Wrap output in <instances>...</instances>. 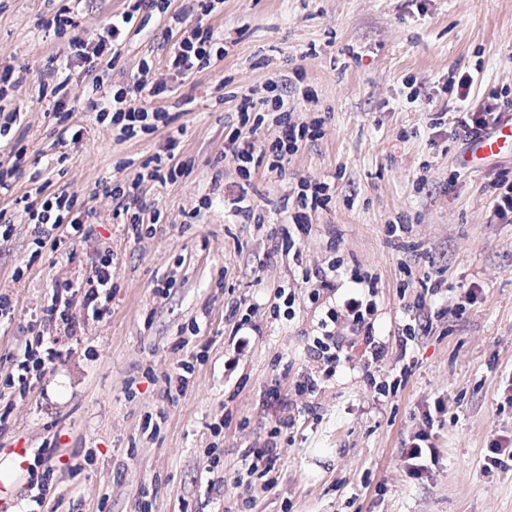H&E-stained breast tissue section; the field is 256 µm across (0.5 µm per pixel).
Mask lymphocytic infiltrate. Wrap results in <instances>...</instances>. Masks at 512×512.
Returning a JSON list of instances; mask_svg holds the SVG:
<instances>
[{"label": "lymphocytic infiltrate", "instance_id": "lymphocytic-infiltrate-1", "mask_svg": "<svg viewBox=\"0 0 512 512\" xmlns=\"http://www.w3.org/2000/svg\"><path fill=\"white\" fill-rule=\"evenodd\" d=\"M198 12L188 17L185 12L172 11L171 0H130L127 10L113 15L105 28V33L96 44L70 45V56L74 64L85 72H93L105 52L120 56L125 44L128 28L136 13L152 10L166 16L169 29L177 38L166 59V69L170 75L183 79L207 68L213 58L215 32L207 26L206 20L215 13L223 0H197ZM150 64H143L141 72L135 75L113 95L102 96L97 104L98 120H110L112 130L118 139H132L143 134H152L169 128L173 118L166 110L148 109L139 106L141 98L175 97L179 107H187L190 97L178 95L176 87L165 82H153L148 78ZM473 75L468 71L452 73L444 86L451 93L454 102L455 127L466 136L476 137L491 132L499 125L512 120V99L505 93H492L479 107L472 108L469 103ZM300 103L288 96L278 81L266 83L263 89L241 94L237 109L241 124L249 125V134L234 133L229 138V149L239 165L243 177H251L257 167L268 171H282L288 157L296 153L304 141L316 138L320 131L321 120L295 122L292 112L297 111ZM275 113L280 128L277 136L259 138L258 130L265 121L266 113ZM184 172L182 163L175 153L155 155L142 161L134 177L125 183L115 185L112 193L119 198L120 205L114 216L131 229H138L142 222L139 214V191L144 183L165 184L176 180ZM296 205L291 215L293 224L305 223L310 211L327 208L332 200L329 183L317 179H303L297 184ZM15 216H7L0 210V227L11 230L14 218H21L30 224L45 225L43 240L51 248H58L64 241H75L88 235L89 229L79 215L74 212L78 204L76 195L65 191H48L46 185H39L35 196L17 198ZM352 288L343 295L340 302L327 314L328 323L346 320L350 327L363 334L372 361H381L384 349L376 341L372 317L375 306L362 294L363 283L368 275L352 272ZM112 294V261L102 258L92 276L85 282L73 285L66 283L53 291L52 303L43 317L47 325L72 326L69 310L74 301H81L84 309L99 314L101 299ZM54 336L37 334L33 344L25 350L22 360L17 364V382L20 390L34 388L48 372L50 365L60 358Z\"/></svg>", "mask_w": 512, "mask_h": 512}]
</instances>
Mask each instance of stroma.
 <instances>
[{
	"instance_id": "35a3bbf8",
	"label": "stroma",
	"mask_w": 512,
	"mask_h": 512,
	"mask_svg": "<svg viewBox=\"0 0 512 512\" xmlns=\"http://www.w3.org/2000/svg\"><path fill=\"white\" fill-rule=\"evenodd\" d=\"M66 0H0V73L26 68L8 102L26 155L14 197L41 171L53 189L77 194L88 238L58 250L37 245L35 225L0 236V295L15 311L0 330V482L10 512H28V472L12 451L56 442L41 512H512V458L492 463L490 445L512 436V223L492 208L491 184L512 175V157L468 165L437 85L472 71L473 101L512 90V0H224L209 24L229 53L182 86L177 161L188 170L140 190L141 234L113 218L115 183L128 160L164 149L167 131L115 139L96 118L111 94L151 63L166 78L172 40L159 14L90 77L69 65V44H93L125 0H81L80 23L55 34L46 23ZM69 74L80 96L59 143L50 92ZM306 93L296 121L322 118L281 173L243 180L226 138L239 128L232 94L272 77ZM458 181H451V174ZM332 182L327 209L288 231L286 199L300 179ZM246 194L255 215L234 211ZM408 225L395 235L394 223ZM112 256V300L100 316L73 303V332L57 331L60 359L33 392L8 385L58 284L90 277ZM376 281L375 336L382 361L345 321L347 354L326 376L320 322L337 294L309 299L304 276L333 261ZM23 275H16V268ZM173 286L160 293L165 281ZM480 287L468 297L470 284ZM293 295L276 309L275 291ZM424 322L408 357L397 339ZM247 336L234 346V335ZM190 369L185 394L168 377ZM391 384L388 394L378 386ZM443 401L446 414L424 413ZM428 432L438 461L427 480L408 474L403 453ZM273 449L276 465L250 475L247 450Z\"/></svg>"
}]
</instances>
